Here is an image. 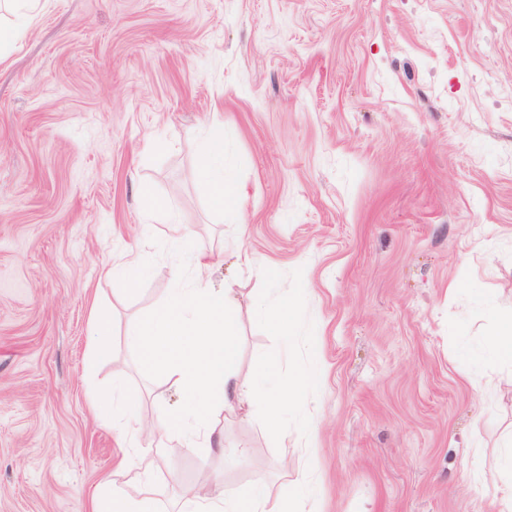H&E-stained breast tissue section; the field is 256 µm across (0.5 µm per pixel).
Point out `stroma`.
Wrapping results in <instances>:
<instances>
[{
  "label": "stroma",
  "mask_w": 512,
  "mask_h": 512,
  "mask_svg": "<svg viewBox=\"0 0 512 512\" xmlns=\"http://www.w3.org/2000/svg\"><path fill=\"white\" fill-rule=\"evenodd\" d=\"M216 122L224 211L192 175ZM130 252L132 289L102 275ZM197 254L240 307L291 300L287 336L242 317L240 374L315 363L320 388L282 408L281 441L264 408L226 418L247 456L145 458L163 512L205 476L276 494L310 466V512H495L498 464L467 452L512 431V387H483L512 296V0H43L0 52V512L136 493L90 396L180 407L132 334Z\"/></svg>",
  "instance_id": "stroma-1"
}]
</instances>
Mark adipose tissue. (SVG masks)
Wrapping results in <instances>:
<instances>
[{
	"instance_id": "ef3b65f1",
	"label": "adipose tissue",
	"mask_w": 512,
	"mask_h": 512,
	"mask_svg": "<svg viewBox=\"0 0 512 512\" xmlns=\"http://www.w3.org/2000/svg\"><path fill=\"white\" fill-rule=\"evenodd\" d=\"M195 174L207 185L216 207L237 202L239 192L224 176L223 124L212 126ZM192 266L191 286L175 289L168 302L140 322L134 332L142 362L176 376L184 405L160 420L144 419L134 407H127L118 436L123 441L131 437L153 439L147 452L157 457L164 453L157 438L173 432L189 445L216 455L239 457L242 449L225 446L224 430L215 423V413L231 411L235 404L246 402L261 404L271 418H278L282 404L312 391L313 378L305 370L278 382L268 370L240 378L234 366L239 343L235 290L210 288L203 257H194ZM133 479L138 485L136 495H127L116 486L103 488L94 512H158L151 470L137 471ZM307 489L308 482L302 477L286 495H272L261 482L243 496L228 497L220 491L202 496L190 490L183 495L178 512H305Z\"/></svg>"
}]
</instances>
